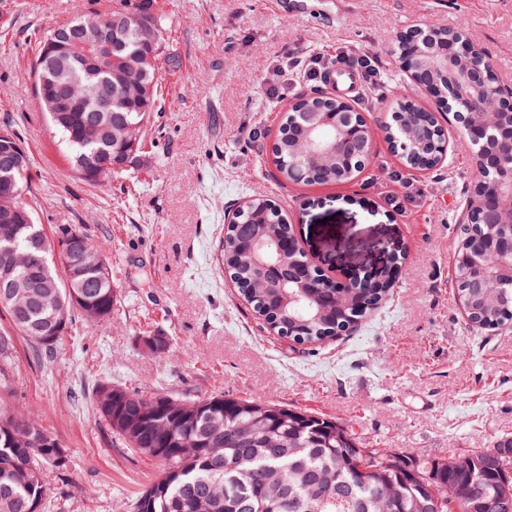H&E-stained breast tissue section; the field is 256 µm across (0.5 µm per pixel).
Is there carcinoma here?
I'll list each match as a JSON object with an SVG mask.
<instances>
[{
  "label": "carcinoma",
  "instance_id": "obj_1",
  "mask_svg": "<svg viewBox=\"0 0 512 512\" xmlns=\"http://www.w3.org/2000/svg\"><path fill=\"white\" fill-rule=\"evenodd\" d=\"M153 0L132 3L125 0L115 11L144 13L162 30L161 17L153 11ZM85 13H78L68 23L55 28L60 45H72L81 39L80 24ZM465 40L464 30L440 29L428 37L416 40L419 50H427L442 40ZM37 48L31 71L34 90L50 126L62 137L68 159L76 177L87 185L123 175L136 162L125 159V145L112 136L117 126L134 127L138 137L136 153H141L149 132L161 110V70L174 65V60L158 52L153 65L146 66L143 58L149 49L132 35L119 42L107 37V54L117 58V65L131 84L150 88L147 95L135 100L112 102L111 111L101 112L91 95V88L107 82L111 75L104 68L96 72L85 70L76 60L66 57L46 44V37L36 39ZM426 92L434 98L447 90V80L436 71L420 69ZM67 83L79 100L65 121L55 119L48 111V101L57 85ZM294 105L322 112L336 110V99L322 92L299 98ZM285 117L272 144L273 162L280 174L292 181L329 184L353 180L368 166L356 146L346 149V160L339 167H314L289 170L292 153L303 137L293 119ZM415 118L423 128L420 139L401 137L399 123L406 116L390 119L391 131L401 137L404 146L397 154L403 164L414 170L428 171L441 161L440 145L444 132L436 127L428 112H418ZM110 155L115 166L99 173L88 169L98 157ZM32 158L25 154L22 165L13 167L12 158L0 151V174L9 169L19 194L12 200H0V207L12 205L24 216L20 224L4 227L0 224V249L9 246L20 253L32 248V239L41 243L34 252L39 262L31 266L0 265V278L7 276L17 282V292L28 293L27 282L38 280L48 294V302L59 301L66 316V328L73 329L75 314L90 322L112 320L116 311L117 292L112 279L109 259L101 263L92 256L102 254L101 248L79 229L62 227L50 237L39 222L30 194ZM501 170L489 166L482 169L472 199L488 195L487 188L500 178ZM290 224L271 201L251 199L239 208L234 222L227 225L218 261L236 285L252 310L278 335L298 344H316L332 339L354 328L368 312L384 301L391 281L388 272L381 271L377 282L362 281L347 292L348 303L335 315L323 307L334 301L336 289L320 279V274L301 254L288 249L268 256L256 249L262 243L274 247L288 241ZM512 233L507 224L473 222L464 231L471 245L483 244L492 237ZM456 293L469 321L479 328H497L512 324V281L482 282L480 271L466 262L455 268ZM13 327L32 344L38 360H54L62 337L48 341L52 310L36 302L27 307L24 318H17L10 303L0 301ZM14 350L13 337L0 334V390L12 386L10 361ZM106 383H99L92 392L93 404L105 423L126 448L153 461L159 476L146 486L130 505V512H209L199 503L207 495L219 502L215 512H259L265 485L271 482L282 492L276 512H378L390 492L397 500L391 512H418V504L435 502L436 512H461L463 505L476 500L485 507L476 512H496L497 501L504 494L496 471L494 449L512 446L511 436L498 438L491 448H475L478 464L471 472L449 469L444 461L415 456H395L384 465L373 462L364 465L355 448L360 439L353 430L331 417L274 402L265 403L267 416L262 428H257L251 413L256 402L211 396L203 403L197 422L190 428L170 427L165 405L176 397L165 392L126 401L112 400L105 411L101 394ZM155 417L144 422L140 432L125 435L114 428V421L136 423L146 413ZM221 426L224 437L220 446L208 447L210 431ZM275 447H269V441ZM56 448H24L0 433V512H33L32 506L43 508L44 495L52 477L59 475L64 465L55 462Z\"/></svg>",
  "mask_w": 512,
  "mask_h": 512
}]
</instances>
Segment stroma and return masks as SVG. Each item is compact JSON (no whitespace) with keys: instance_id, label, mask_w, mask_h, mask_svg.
<instances>
[{"instance_id":"1","label":"stroma","mask_w":512,"mask_h":512,"mask_svg":"<svg viewBox=\"0 0 512 512\" xmlns=\"http://www.w3.org/2000/svg\"><path fill=\"white\" fill-rule=\"evenodd\" d=\"M120 0H0V122L13 120L32 153L37 212L48 233L78 227L102 247L117 287L112 320L78 324L54 362L16 336L14 383L0 405L39 420L64 448L45 512H127L157 474L96 413V383L143 396L223 394L310 409L353 429L368 447L436 459L512 435V325L479 329L454 284L466 200L479 179L474 149L448 124L433 170L403 169L384 137L349 184L283 179L271 147L283 115L320 84L305 78L271 95V66L343 47L381 59V79L352 106L380 128L407 89L398 36L428 24L464 28L512 87V0H309L302 14L275 0H155L164 51L156 150L135 190L121 180L76 181L32 88L26 32H48L79 11ZM414 197H407L405 183ZM287 215L311 262L347 282L396 269L385 302L355 330L318 344L277 336L216 263L224 226L247 199ZM162 333L171 356L147 350Z\"/></svg>"}]
</instances>
